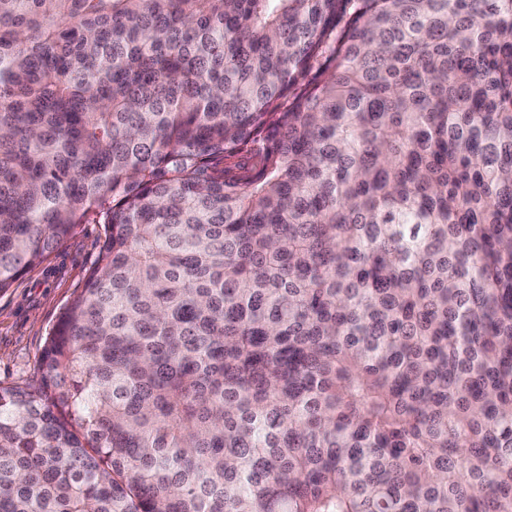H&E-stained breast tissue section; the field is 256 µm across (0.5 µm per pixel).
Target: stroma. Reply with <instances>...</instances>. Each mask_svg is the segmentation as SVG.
<instances>
[{"label": "stroma", "instance_id": "obj_1", "mask_svg": "<svg viewBox=\"0 0 512 512\" xmlns=\"http://www.w3.org/2000/svg\"><path fill=\"white\" fill-rule=\"evenodd\" d=\"M101 233L97 224L78 226L43 263L0 291V386L39 385L45 340L84 288Z\"/></svg>", "mask_w": 512, "mask_h": 512}]
</instances>
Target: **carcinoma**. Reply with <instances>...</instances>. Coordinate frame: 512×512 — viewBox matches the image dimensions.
<instances>
[{
    "instance_id": "1",
    "label": "carcinoma",
    "mask_w": 512,
    "mask_h": 512,
    "mask_svg": "<svg viewBox=\"0 0 512 512\" xmlns=\"http://www.w3.org/2000/svg\"><path fill=\"white\" fill-rule=\"evenodd\" d=\"M88 223L0 512H512V0H0V291Z\"/></svg>"
}]
</instances>
